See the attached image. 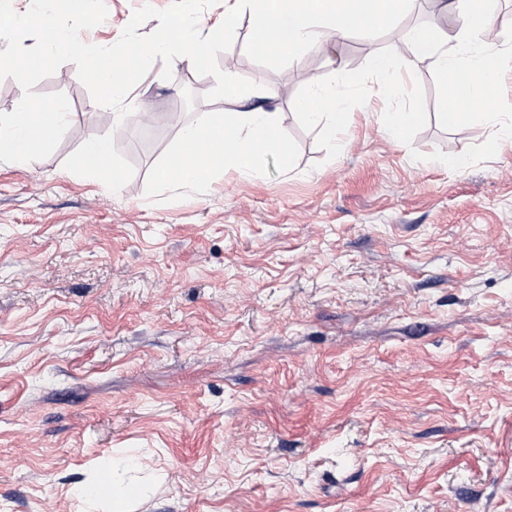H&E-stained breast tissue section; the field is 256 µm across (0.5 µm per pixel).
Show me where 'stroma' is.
<instances>
[{
    "instance_id": "stroma-1",
    "label": "stroma",
    "mask_w": 512,
    "mask_h": 512,
    "mask_svg": "<svg viewBox=\"0 0 512 512\" xmlns=\"http://www.w3.org/2000/svg\"><path fill=\"white\" fill-rule=\"evenodd\" d=\"M147 3L171 0H105L82 41ZM441 21L421 0L274 71L242 16L218 66L279 113L292 168L267 153L195 189L155 171L236 106L189 59L155 61L118 128L73 63L36 85L71 119L49 157L0 162V512H107L74 490L126 453L134 512H512V69L492 125L448 127L426 64L375 92L376 56ZM313 83L345 94L339 142L294 110ZM105 132L111 169L70 171Z\"/></svg>"
}]
</instances>
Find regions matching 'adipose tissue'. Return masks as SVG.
Here are the masks:
<instances>
[{"instance_id":"1","label":"adipose tissue","mask_w":512,"mask_h":512,"mask_svg":"<svg viewBox=\"0 0 512 512\" xmlns=\"http://www.w3.org/2000/svg\"><path fill=\"white\" fill-rule=\"evenodd\" d=\"M438 5L441 14L457 24L456 35L448 36L439 27L412 28L406 37V54L382 55L376 59L375 69L380 75L389 76L429 63L457 90L456 95L443 102L442 116L448 126L487 123L494 117L485 106L490 74L503 67L504 58L491 45L473 39L474 33L488 25L484 0H438ZM225 91L239 104V111L218 115L205 126H183L178 150L156 173L160 184L201 186L224 167L249 176L256 173L259 156L269 152L280 160L288 159L279 119L275 113L255 105L254 90L229 80ZM296 108L327 139H336L343 117V98L335 89L311 86Z\"/></svg>"}]
</instances>
